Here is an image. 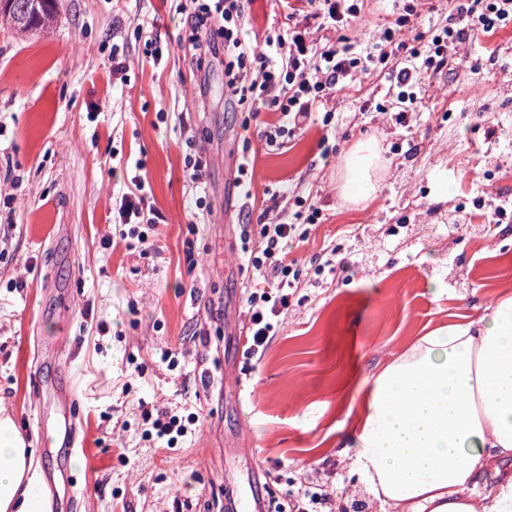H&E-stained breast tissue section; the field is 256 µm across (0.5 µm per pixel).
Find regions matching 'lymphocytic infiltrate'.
Masks as SVG:
<instances>
[{
    "instance_id": "lymphocytic-infiltrate-1",
    "label": "lymphocytic infiltrate",
    "mask_w": 512,
    "mask_h": 512,
    "mask_svg": "<svg viewBox=\"0 0 512 512\" xmlns=\"http://www.w3.org/2000/svg\"><path fill=\"white\" fill-rule=\"evenodd\" d=\"M187 41L197 65H204L215 42L224 46L225 84L237 103L247 111L275 113L276 119L263 132L268 147L282 148L297 130L313 124V116L329 96L351 85L373 66L388 65V75L400 103L394 119L408 126L430 78L454 57L459 45L474 35H489L512 25V0H455L453 25L433 24L427 41L408 44L415 6H404L393 25L375 35L370 43L352 42L345 29L360 7L356 0H285L288 14L282 28L267 33L262 44L248 46L241 34L246 23V0H189ZM310 12L317 27L300 22L301 12ZM131 187L115 202L120 223L140 248L150 249L148 229L160 220L146 211V183L133 176ZM282 200L294 202V216L271 208L275 220L258 227H241V240L251 243L248 265L252 270L246 299L251 354L260 356L274 336V320L289 304L291 290L300 287L296 269L285 251L290 243L306 238V225L316 223L320 212L295 190L284 189ZM143 440L173 445L195 433L199 418L163 406L140 403Z\"/></svg>"
}]
</instances>
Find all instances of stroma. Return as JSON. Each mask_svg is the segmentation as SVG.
I'll list each match as a JSON object with an SVG mask.
<instances>
[{
  "label": "stroma",
  "mask_w": 512,
  "mask_h": 512,
  "mask_svg": "<svg viewBox=\"0 0 512 512\" xmlns=\"http://www.w3.org/2000/svg\"><path fill=\"white\" fill-rule=\"evenodd\" d=\"M180 0H57L48 33L0 28V398L47 481L51 512H225V499L268 497L289 512L305 488L327 486L344 507L366 501L338 451L351 437L357 388L419 337L475 321L512 295V212L485 241V207L512 204V26L477 36L430 79L409 127L380 72L332 94L337 127L315 125L269 150L224 84V49L204 68L180 45ZM402 10L363 0L349 36L365 41ZM124 51L125 82L108 58ZM208 159L213 212L192 225L187 138ZM379 143L384 168L364 206L338 191L342 156ZM254 166L251 200L231 179ZM142 170H135V162ZM162 217L148 254L128 249L112 200L131 176ZM454 190L438 191L440 179ZM286 184L321 210L291 244L302 285L262 357L236 330L251 277L239 224L257 221ZM333 260L335 272L323 264ZM440 294H433V285ZM58 351L42 356L44 342ZM178 364L161 362L162 351ZM66 384L78 452L67 490L64 451L40 380ZM195 412V434L172 448L140 438L139 402ZM244 448L250 464L226 449Z\"/></svg>",
  "instance_id": "35a3bbf8"
}]
</instances>
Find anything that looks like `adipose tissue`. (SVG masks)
Returning a JSON list of instances; mask_svg holds the SVG:
<instances>
[{"label":"adipose tissue","instance_id":"adipose-tissue-1","mask_svg":"<svg viewBox=\"0 0 512 512\" xmlns=\"http://www.w3.org/2000/svg\"><path fill=\"white\" fill-rule=\"evenodd\" d=\"M381 165L376 142H357L341 159V197L373 200ZM361 391L349 459L378 512H512V295L479 322L421 337ZM0 512H50L30 443L1 401Z\"/></svg>","mask_w":512,"mask_h":512}]
</instances>
